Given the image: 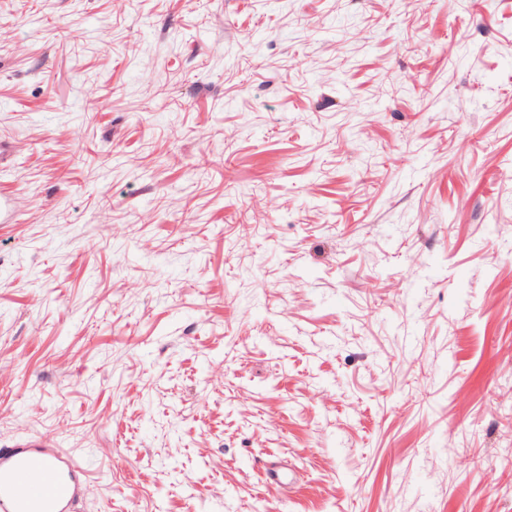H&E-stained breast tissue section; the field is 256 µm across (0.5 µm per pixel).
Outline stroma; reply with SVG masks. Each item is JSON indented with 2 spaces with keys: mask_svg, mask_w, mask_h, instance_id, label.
Here are the masks:
<instances>
[{
  "mask_svg": "<svg viewBox=\"0 0 512 512\" xmlns=\"http://www.w3.org/2000/svg\"><path fill=\"white\" fill-rule=\"evenodd\" d=\"M0 137L76 512H512V0H0Z\"/></svg>",
  "mask_w": 512,
  "mask_h": 512,
  "instance_id": "obj_1",
  "label": "stroma"
}]
</instances>
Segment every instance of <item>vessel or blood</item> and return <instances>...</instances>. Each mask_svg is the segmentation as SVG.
Instances as JSON below:
<instances>
[{
    "instance_id": "obj_1",
    "label": "vessel or blood",
    "mask_w": 512,
    "mask_h": 512,
    "mask_svg": "<svg viewBox=\"0 0 512 512\" xmlns=\"http://www.w3.org/2000/svg\"><path fill=\"white\" fill-rule=\"evenodd\" d=\"M83 471L48 437L0 448V512H74Z\"/></svg>"
}]
</instances>
